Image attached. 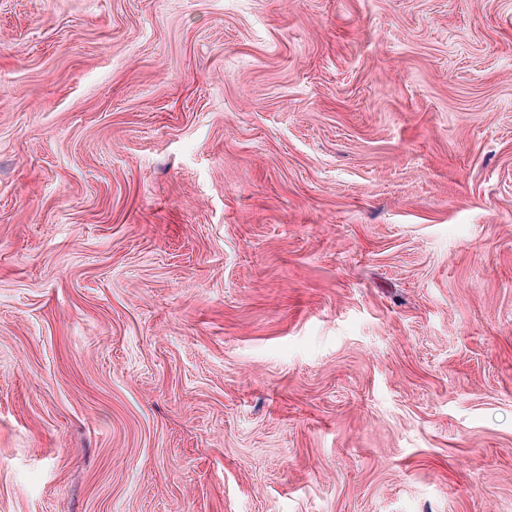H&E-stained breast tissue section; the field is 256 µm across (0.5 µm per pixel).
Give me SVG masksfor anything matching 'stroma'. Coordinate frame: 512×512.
I'll return each instance as SVG.
<instances>
[{"mask_svg":"<svg viewBox=\"0 0 512 512\" xmlns=\"http://www.w3.org/2000/svg\"><path fill=\"white\" fill-rule=\"evenodd\" d=\"M0 512H512V0H0Z\"/></svg>","mask_w":512,"mask_h":512,"instance_id":"1","label":"stroma"}]
</instances>
